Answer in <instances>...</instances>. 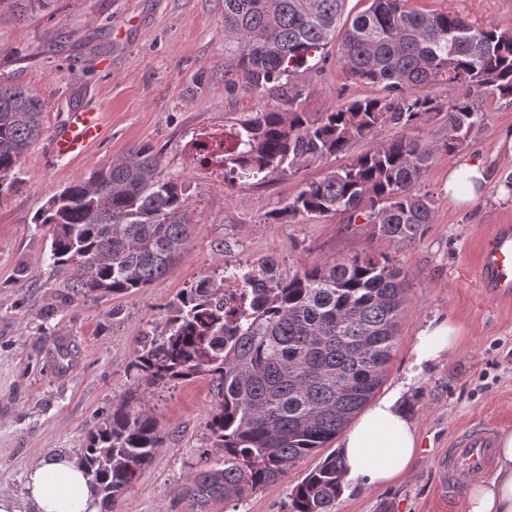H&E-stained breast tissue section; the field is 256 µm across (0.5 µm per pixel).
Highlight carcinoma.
<instances>
[{
	"mask_svg": "<svg viewBox=\"0 0 512 512\" xmlns=\"http://www.w3.org/2000/svg\"><path fill=\"white\" fill-rule=\"evenodd\" d=\"M347 0H224V32L234 43L228 86L244 85L285 105L256 112L215 145L196 143L224 180L263 181L336 156L378 126L404 129L441 111L424 89L444 77L512 99V34L479 29L459 15L409 10L405 0H371L343 20ZM342 28L339 60L354 80L386 94L351 100L321 119L299 108L290 77L308 69ZM44 103L0 83V193L22 156L44 134ZM486 114L468 98L448 106L444 151L464 147ZM433 150L405 135L305 183L277 220L341 215L363 219L369 236L398 246L423 237L432 201L417 184ZM51 235L54 267L76 294L145 288L185 252L190 233L182 185L160 169L151 146L93 170L51 197L34 217ZM241 286L224 296V276ZM410 283L386 254L367 251L285 274L272 259L226 265L187 288L160 334L138 342L133 367L148 387L198 374L218 402L207 430L223 462L196 472L178 495L197 512L229 504L277 481L335 439L381 386L396 346ZM162 444L149 411L112 410L88 431L80 463L101 496V512L134 482ZM343 468L326 457L296 486L290 512H332Z\"/></svg>",
	"mask_w": 512,
	"mask_h": 512,
	"instance_id": "1",
	"label": "carcinoma"
}]
</instances>
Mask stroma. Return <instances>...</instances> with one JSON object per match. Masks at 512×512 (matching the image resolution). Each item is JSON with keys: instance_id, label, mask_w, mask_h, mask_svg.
Wrapping results in <instances>:
<instances>
[{"instance_id": "1", "label": "stroma", "mask_w": 512, "mask_h": 512, "mask_svg": "<svg viewBox=\"0 0 512 512\" xmlns=\"http://www.w3.org/2000/svg\"><path fill=\"white\" fill-rule=\"evenodd\" d=\"M406 7L463 16L512 33V0H406ZM232 49L224 41V0H51L48 8L17 19L0 0V82L34 90L45 105L46 131L68 112H100V140L81 157H57L48 139L22 157L11 187L0 193V492L22 495L25 474L39 459L80 456L88 429L113 406L148 405L163 444L112 512H192L179 488L218 455L206 422L217 396L209 377L146 388L132 366L144 332L163 327L185 288L221 264L261 258L295 271L372 250L388 254L411 287L383 388L404 385L403 403L419 434L409 474L383 486L347 483L333 512H462V496L440 491L439 462L451 439L486 423L512 427V300L479 286L483 243L496 225H512V99L488 92L471 104L487 120L455 154L441 149L448 115L431 112L410 130L387 123L354 141L339 156L282 173L262 184L224 180L219 163H194L193 144L222 137L253 112L278 108L276 98L228 88ZM302 111L319 116L342 103L382 96L380 86L351 79L328 45L294 75ZM421 139L434 155L418 184L433 201V222L408 246L370 238L365 224L342 216L281 224L272 213L305 182L349 162L402 133ZM148 144L167 177L182 184L193 229L185 253L146 288L120 295L76 296L50 259L51 237L33 218L64 186L93 168ZM484 160L488 190L473 203L449 206V166ZM454 318L461 337L449 358L414 383L405 362L418 331L432 320ZM69 357H61L59 344ZM328 444L277 482L246 492L235 510L223 502L208 512H289L294 488L327 456Z\"/></svg>"}]
</instances>
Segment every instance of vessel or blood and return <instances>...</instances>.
Listing matches in <instances>:
<instances>
[{
  "label": "vessel or blood",
  "instance_id": "b4317fda",
  "mask_svg": "<svg viewBox=\"0 0 512 512\" xmlns=\"http://www.w3.org/2000/svg\"><path fill=\"white\" fill-rule=\"evenodd\" d=\"M100 115L88 110L70 113L66 123L52 133L51 148L56 155H85L100 138ZM478 279L483 288L500 299H512V226L501 225L485 242ZM498 430L490 425L468 429L457 436L447 458L440 464L443 493H457L483 475L494 461Z\"/></svg>",
  "mask_w": 512,
  "mask_h": 512
}]
</instances>
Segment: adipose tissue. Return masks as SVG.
Instances as JSON below:
<instances>
[{
  "instance_id": "ef3b65f1",
  "label": "adipose tissue",
  "mask_w": 512,
  "mask_h": 512,
  "mask_svg": "<svg viewBox=\"0 0 512 512\" xmlns=\"http://www.w3.org/2000/svg\"><path fill=\"white\" fill-rule=\"evenodd\" d=\"M488 181L482 160L470 158L448 169L446 190L454 206L476 200ZM460 334L450 319L432 321L416 335L406 365V380L451 355ZM403 386L378 396L341 433L337 446L345 477L379 486L403 478L419 448V437L401 399ZM497 465L487 479L467 494L463 512H512V430L501 431L495 450ZM0 512H100L99 498L77 459L58 456L31 466L24 495L0 494Z\"/></svg>"
}]
</instances>
